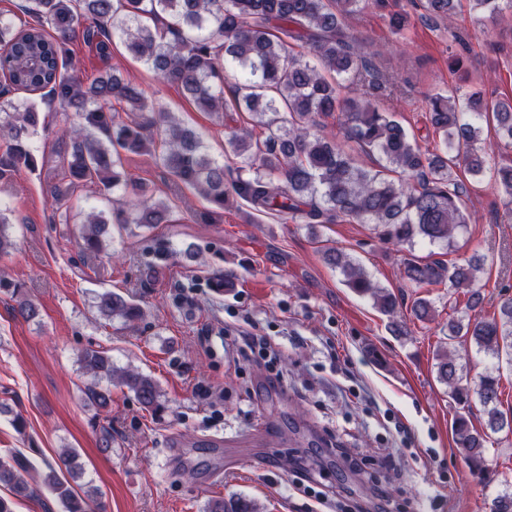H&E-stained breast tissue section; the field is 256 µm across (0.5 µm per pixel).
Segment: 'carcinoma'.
Returning a JSON list of instances; mask_svg holds the SVG:
<instances>
[{
    "mask_svg": "<svg viewBox=\"0 0 512 512\" xmlns=\"http://www.w3.org/2000/svg\"><path fill=\"white\" fill-rule=\"evenodd\" d=\"M470 0L472 9L492 19L502 2ZM461 0H424L426 13L443 22L458 21ZM368 0H29L21 25L0 14V180L23 167H35L33 137L45 127V115L33 94L47 91L60 113L61 135L69 139L66 164L51 191V206L61 208L88 185L108 190L131 188L134 199L120 202L112 217L91 212L80 228L89 250L103 248L108 224H136L148 230L168 221L169 204L148 193L144 183L123 169V157L148 154L175 182L195 190L214 210L233 200L257 212L289 217L301 224H334L348 218L376 226L382 240L396 246L415 239L444 243L455 252V240L467 224V189L454 177L462 165L503 196L505 216L512 220V164L490 165L479 146L483 122L493 118L499 145L512 149V99L500 98L479 85L450 94L428 93L422 100L435 136L433 148H422L383 108L400 91L398 81L381 63L383 48L355 35L348 17ZM409 25L405 10L389 17L393 36ZM166 85L174 86L197 107L217 115L233 110L254 116V127L231 131L224 154L226 166L206 152L200 134L181 125L145 96L135 84L107 65L115 35ZM95 49L106 68L84 82L68 75L77 37ZM448 66L466 71L467 56L458 49L461 36L451 33ZM235 78L232 97L224 93L226 74ZM354 86L356 95L342 90ZM29 94L15 100L10 91ZM338 120L347 140L384 163L362 167L342 145L321 134L328 120ZM325 261L340 270L353 293L368 297L389 317L397 336L407 334L395 320L401 297L375 282L345 253L328 247ZM482 259H422L410 253L401 262L403 277L414 288L449 284L465 298L464 307L450 306L448 347L436 355L437 376L451 395L469 406L474 394L487 416L486 431L474 429L457 414L454 443L472 471L485 468L488 433L512 432V417L500 409V375L489 371L475 386L463 383L456 344L512 366V296L500 295L498 314L481 315L484 297L477 273ZM96 308L105 320L132 324L143 316L139 304L106 291ZM15 315L29 322L39 318L38 306L19 299ZM411 312L421 322L435 317L432 302L416 297ZM92 379L88 402L98 411L112 404L110 384L133 392L145 408L161 407L157 382L149 376L115 366L112 359L88 349L78 358ZM108 385H101L102 380ZM32 466L18 459H0V484L27 497ZM42 482L58 499L63 512H102L100 494L88 488L79 494L50 467ZM208 512H256L242 497L214 500Z\"/></svg>",
    "mask_w": 512,
    "mask_h": 512,
    "instance_id": "carcinoma-1",
    "label": "carcinoma"
}]
</instances>
